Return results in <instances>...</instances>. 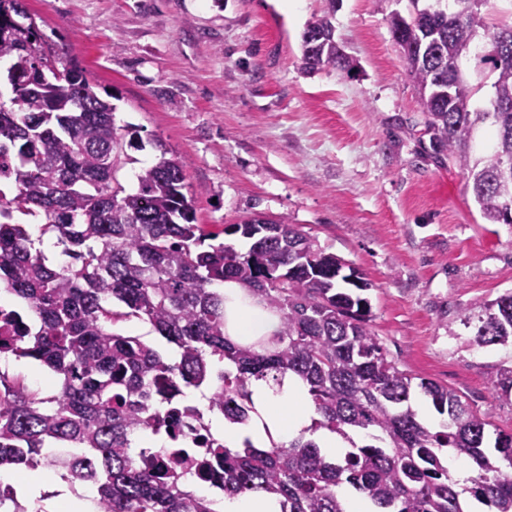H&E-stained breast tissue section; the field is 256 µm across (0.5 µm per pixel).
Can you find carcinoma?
Listing matches in <instances>:
<instances>
[{
    "label": "carcinoma",
    "mask_w": 512,
    "mask_h": 512,
    "mask_svg": "<svg viewBox=\"0 0 512 512\" xmlns=\"http://www.w3.org/2000/svg\"><path fill=\"white\" fill-rule=\"evenodd\" d=\"M433 0L389 15L393 41L419 90L433 153L467 171L487 224H512V206L497 184L512 161V32L481 27L475 15L490 0ZM23 21H18V18ZM483 33H478V28ZM331 31L327 15L302 34V69L350 72L356 61L328 41L312 52L311 33ZM488 66L489 107L473 99L478 84L451 64ZM8 64L10 105L0 103V306L7 354L48 368L56 390L45 395L20 375L0 372V469L42 464L97 491L96 512H215L186 488L191 476L213 475L226 496L264 492L279 512H346L336 488L347 485L377 512H466L474 499L492 512H512V432L488 422L446 386L421 380L388 358L371 330L363 277L336 275L346 261L292 224L276 233L262 224H231L228 235L252 240L245 253L196 223L185 193L180 156L157 140L158 161L137 174V190L116 179L129 130L116 126L79 63L45 39L20 0H0V62ZM494 128L487 155L472 156L484 124ZM42 217L68 261L47 263L17 215ZM241 285L280 325L268 342L241 343L224 332V293ZM466 310L478 346L512 344V293ZM148 321L177 350L174 360L114 324ZM227 368L212 376L213 361ZM293 375L306 386L319 419L314 428L349 448L330 461L301 435L288 443L231 448L207 440L198 472L190 457L157 463V449L135 438L178 437L188 418L211 423L180 400L186 389L212 384L208 411L238 424L257 414L252 387H282ZM419 389L443 416L432 430L409 405ZM496 399L512 403V367L500 369ZM365 438L357 444L354 435ZM470 460L475 475L461 485L447 453Z\"/></svg>",
    "instance_id": "obj_1"
}]
</instances>
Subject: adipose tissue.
I'll list each match as a JSON object with an SVG mask.
<instances>
[{"label": "adipose tissue", "mask_w": 512, "mask_h": 512, "mask_svg": "<svg viewBox=\"0 0 512 512\" xmlns=\"http://www.w3.org/2000/svg\"><path fill=\"white\" fill-rule=\"evenodd\" d=\"M224 317L226 334L246 342L272 334L279 323L276 315L254 303L247 291L234 282L224 285ZM253 400L258 414L248 425H229L222 416L212 417L213 430L223 434L228 446L238 447L248 440L263 448L273 441L295 438L310 427L315 415L306 386L291 375L285 377L277 392L255 385ZM19 491L23 498L39 502L43 512H89L91 507V490L73 496L67 480L57 474L23 481Z\"/></svg>", "instance_id": "obj_1"}]
</instances>
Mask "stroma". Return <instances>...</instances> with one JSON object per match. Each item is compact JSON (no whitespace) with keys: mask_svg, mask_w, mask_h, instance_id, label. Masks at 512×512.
Wrapping results in <instances>:
<instances>
[{"mask_svg":"<svg viewBox=\"0 0 512 512\" xmlns=\"http://www.w3.org/2000/svg\"><path fill=\"white\" fill-rule=\"evenodd\" d=\"M60 53L112 95L128 149L126 191L177 151L197 221L224 243L230 224H294L369 282L370 326L413 377L456 391L491 428L512 430L496 400L512 346L478 347L458 313L512 292V224H487L466 175L440 163L418 89L388 16L407 0H22ZM332 13L351 74L301 69V35Z\"/></svg>","mask_w":512,"mask_h":512,"instance_id":"35a3bbf8","label":"stroma"}]
</instances>
